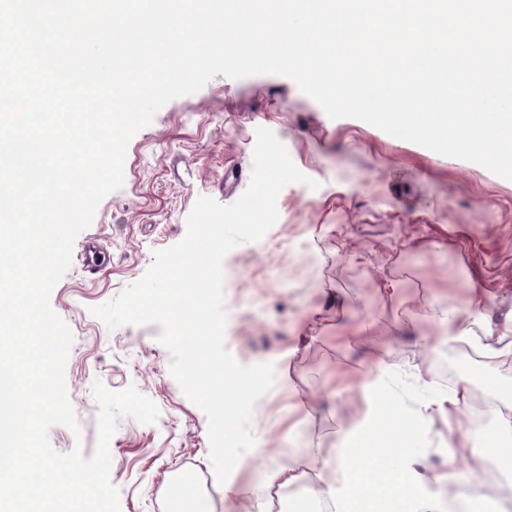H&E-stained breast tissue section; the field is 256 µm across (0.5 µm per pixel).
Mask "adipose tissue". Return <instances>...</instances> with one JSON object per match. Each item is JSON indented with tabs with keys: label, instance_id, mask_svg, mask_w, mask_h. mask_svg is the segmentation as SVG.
I'll list each match as a JSON object with an SVG mask.
<instances>
[{
	"label": "adipose tissue",
	"instance_id": "1",
	"mask_svg": "<svg viewBox=\"0 0 512 512\" xmlns=\"http://www.w3.org/2000/svg\"><path fill=\"white\" fill-rule=\"evenodd\" d=\"M469 335V330L452 327L444 338L452 375L448 381L413 360L391 368L380 351L372 352L358 382L368 411L358 423L342 428L335 447L316 459L321 489L313 498V512H344L345 504L357 494L356 475L373 464L362 444L368 434L380 435L383 446L394 451V467L402 475L396 501L412 502L413 512H443L444 496L431 485L429 465L436 458L449 471H456L470 435L468 430H460L445 449L431 431L436 420L456 419L466 411L472 369L458 359L457 350ZM257 456L266 465L252 491L253 508L263 512L267 489L296 484L299 476L293 466L281 463L279 451L259 447L255 433L244 432L239 461Z\"/></svg>",
	"mask_w": 512,
	"mask_h": 512
}]
</instances>
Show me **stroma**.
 I'll use <instances>...</instances> for the list:
<instances>
[{"instance_id": "obj_1", "label": "stroma", "mask_w": 512, "mask_h": 512, "mask_svg": "<svg viewBox=\"0 0 512 512\" xmlns=\"http://www.w3.org/2000/svg\"><path fill=\"white\" fill-rule=\"evenodd\" d=\"M168 102L130 140L122 187L101 201L73 246L69 271L51 295L74 342L66 369L80 430L54 426L51 446L95 450L99 406L94 381L128 386L159 409L156 423L119 419L110 441V479L120 512H176L165 494L173 476L193 471L207 494L205 512H253L255 462L238 464L227 493L212 477L208 422L170 373L171 355L143 325L111 330L90 312L139 280L155 251L180 242L196 201H236L248 188L255 129H271L294 165L318 189L287 185L279 218L257 242L225 258L223 292L232 315L227 346L245 366L271 363L285 372L254 408L251 428L266 448L303 478L271 489L268 512L292 495L320 487L310 465L318 449L336 445L335 396L349 401L345 424L366 409L353 378L370 345L400 366L418 358L439 374L446 366L428 343L455 325L483 335L512 315V180L393 137L355 118H330L290 79L263 74L212 78L193 96ZM107 251L106 275L84 269L83 247ZM487 293L491 326L467 300ZM373 344H365V337Z\"/></svg>"}]
</instances>
